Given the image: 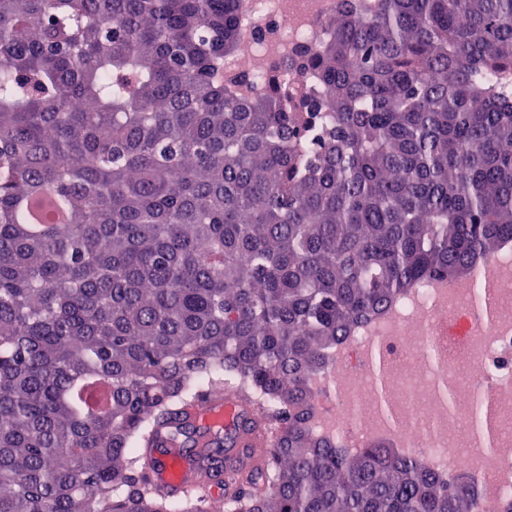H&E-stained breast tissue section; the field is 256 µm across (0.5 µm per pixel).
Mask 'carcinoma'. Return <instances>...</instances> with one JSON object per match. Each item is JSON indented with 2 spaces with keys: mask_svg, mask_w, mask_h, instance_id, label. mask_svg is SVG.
<instances>
[{
  "mask_svg": "<svg viewBox=\"0 0 512 512\" xmlns=\"http://www.w3.org/2000/svg\"><path fill=\"white\" fill-rule=\"evenodd\" d=\"M242 9L0 0V512H172L141 459L226 375L268 461L181 512H486L307 421L348 329L512 241V0H348L256 97Z\"/></svg>",
  "mask_w": 512,
  "mask_h": 512,
  "instance_id": "obj_1",
  "label": "carcinoma"
}]
</instances>
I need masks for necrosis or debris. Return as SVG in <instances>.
Instances as JSON below:
<instances>
[{
    "mask_svg": "<svg viewBox=\"0 0 512 512\" xmlns=\"http://www.w3.org/2000/svg\"><path fill=\"white\" fill-rule=\"evenodd\" d=\"M334 0H246L242 50L224 74L264 90L269 61L323 40ZM316 438L347 454L383 443L437 476L468 477L492 512H512V243L472 274L408 290L343 337L311 378Z\"/></svg>",
    "mask_w": 512,
    "mask_h": 512,
    "instance_id": "necrosis-or-debris-1",
    "label": "necrosis or debris"
}]
</instances>
